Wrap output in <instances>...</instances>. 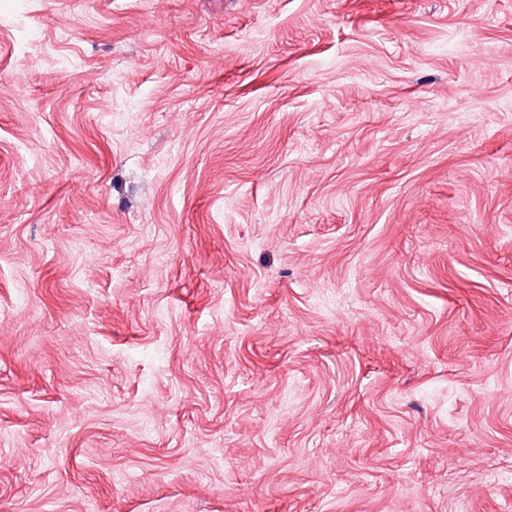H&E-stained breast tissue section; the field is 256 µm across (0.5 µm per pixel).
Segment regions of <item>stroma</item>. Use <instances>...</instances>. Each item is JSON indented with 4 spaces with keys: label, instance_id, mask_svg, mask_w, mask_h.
<instances>
[{
    "label": "stroma",
    "instance_id": "1",
    "mask_svg": "<svg viewBox=\"0 0 512 512\" xmlns=\"http://www.w3.org/2000/svg\"><path fill=\"white\" fill-rule=\"evenodd\" d=\"M0 512H512V0H0Z\"/></svg>",
    "mask_w": 512,
    "mask_h": 512
}]
</instances>
